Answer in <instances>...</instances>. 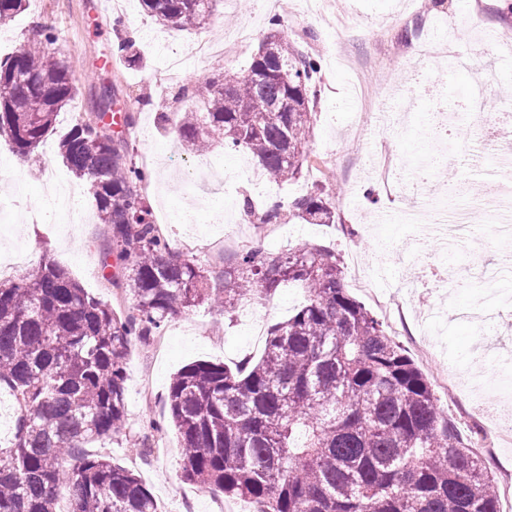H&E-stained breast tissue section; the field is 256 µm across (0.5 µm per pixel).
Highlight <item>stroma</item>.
Wrapping results in <instances>:
<instances>
[{
  "label": "stroma",
  "instance_id": "stroma-1",
  "mask_svg": "<svg viewBox=\"0 0 512 512\" xmlns=\"http://www.w3.org/2000/svg\"><path fill=\"white\" fill-rule=\"evenodd\" d=\"M94 2L41 0L39 9L25 10L0 27V59L18 44L38 39L43 29L57 32L59 49L72 58L78 87L25 171L11 167L15 152L8 141L0 139V192L23 180L25 197L35 204L46 193L48 176H55L63 185L74 183V176L56 152V142L69 130L75 114L91 109L89 75L113 83L118 88L120 111L136 115V125L129 134L135 160L156 172L155 183L146 186L154 219L166 224L165 234L177 253L188 231H196L198 248L190 257L201 265L208 285L220 287L225 267L238 252L258 249L275 254L284 246L308 240L335 246L345 283L353 281L355 261L368 263L369 277L383 299L396 294L405 299L407 329L418 330L432 308L458 311V318L429 333L438 357L420 361L419 366L432 379L449 368L485 375L487 385L482 390L472 384L434 390L441 408L458 419V427L473 451H480L482 439L465 421V410L474 407L478 418L489 422L488 398L500 397L505 390L512 392V378L500 381L495 364L480 353L484 347L512 352V314H503L483 333L461 313L498 292L499 284L490 278L489 271L507 245L491 237L474 243L471 249L443 253L438 239L429 234L438 209H468L473 225L493 223V212L481 208L477 197L440 189L443 174L439 169H432L431 184L408 189L403 188L397 174L416 163L417 151H433L434 139L428 128L431 114L470 102L475 89L469 73L448 71L442 56H421V39L448 46L456 61H481L484 82L491 87L486 97L487 113L512 108V14L503 12L504 0H332L323 16L305 14L303 0H280L275 8L265 0H254L247 10L241 8L239 0H221L224 56L220 59L207 58L196 50L206 29L168 31L142 11L139 0H124L123 8L107 9L100 16L95 13ZM274 11L282 15L281 32L289 41L301 51L320 56L322 84L309 142V164L318 167L319 173L314 176L309 171L299 180L271 184L273 199L287 208L316 186L337 185L341 192L330 198L335 223L293 220L264 236L256 233L254 221L241 207L243 196L255 192L245 170L256 167V160L246 152H228L216 144L207 158L219 171V178L199 185L187 183L182 171L188 153L175 127L159 126L156 114L193 107V100L177 98L179 85L190 86L223 76L228 70L246 69L270 31L268 17ZM248 21L254 32L250 41L242 44L235 31ZM416 21L421 24L419 31L406 35V27ZM121 30L134 34L139 43V67L107 66ZM174 51L182 53L184 68L180 83L169 84L162 79L163 63ZM457 130V144L448 160L457 178L484 186L497 183L501 171L512 168V161L500 150L487 156L480 168H470L466 159L480 128L462 122ZM217 197L224 200V221L220 224L212 221L211 204ZM83 204L91 214L86 223L72 224L63 218L37 227L29 240L31 251L18 273H34L43 256H51L96 297L122 309L115 288L102 279L99 269V246L109 228L95 218L91 198H84ZM219 234L238 237V248L214 251L212 243ZM303 301V292L292 284L279 288L265 307L253 314L242 303L228 310L221 302L209 301L181 312L165 327L169 338L166 351H159L153 342L136 340L130 345L126 362L130 436L113 439L106 451L113 462L127 466L135 461L129 441L161 440L168 444V453L138 463L140 476L163 512H251L247 501L227 499L222 493L202 491L186 482L174 430L166 425L157 430L149 422L154 419L165 424V397L179 369L199 360L231 366L242 358L259 355L261 348L254 345L251 336L253 322L269 327L287 319ZM404 330L395 328L391 334L400 341ZM144 373L154 382L155 395L149 400L138 392Z\"/></svg>",
  "mask_w": 512,
  "mask_h": 512
}]
</instances>
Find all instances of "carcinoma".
<instances>
[{
	"label": "carcinoma",
	"instance_id": "1",
	"mask_svg": "<svg viewBox=\"0 0 512 512\" xmlns=\"http://www.w3.org/2000/svg\"><path fill=\"white\" fill-rule=\"evenodd\" d=\"M26 2L0 0V26ZM142 3L175 30L219 20L217 0ZM269 25L246 73L180 88L204 109L181 115L177 130L196 156L220 140L288 182L308 161L321 65L280 35L282 17ZM58 41L45 30L0 62V137L19 155L38 148L77 91ZM115 54L131 68L140 62L130 34L118 37ZM107 125V113H87L59 139L58 153L110 228L101 271L129 287L130 304L117 314L49 257L31 275L0 281V389L16 405L12 435L0 442V512H57L64 481L69 512H161L135 470L91 451L125 428L130 337L147 343L190 307L221 298L232 308L285 283L302 288L305 304L270 326L257 360L196 361L171 379L169 425L184 479L258 512H501L485 460L439 406L428 375L345 287L333 247L248 250L224 270L221 288H208L201 267L175 256L159 233L143 194L146 173L128 138L106 134ZM287 218L333 224L336 212L318 187L289 212L273 205L259 220Z\"/></svg>",
	"mask_w": 512,
	"mask_h": 512
}]
</instances>
